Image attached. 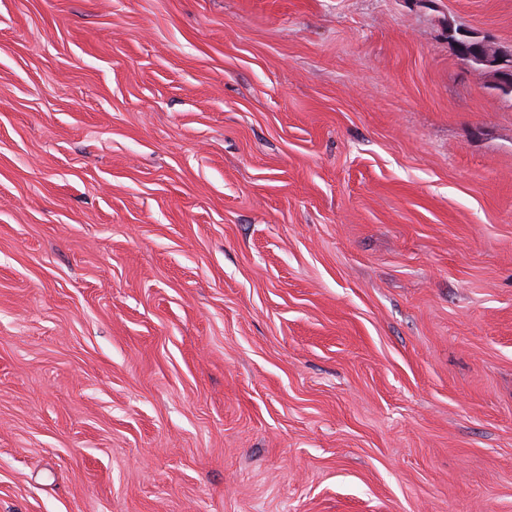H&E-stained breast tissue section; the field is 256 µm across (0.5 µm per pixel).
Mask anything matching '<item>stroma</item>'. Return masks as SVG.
I'll return each mask as SVG.
<instances>
[{"label": "stroma", "mask_w": 512, "mask_h": 512, "mask_svg": "<svg viewBox=\"0 0 512 512\" xmlns=\"http://www.w3.org/2000/svg\"><path fill=\"white\" fill-rule=\"evenodd\" d=\"M512 0H0V512H512ZM476 67L484 71L489 78L491 87H501L512 91V49L511 45L503 44L494 52L481 54L475 58Z\"/></svg>", "instance_id": "obj_1"}]
</instances>
